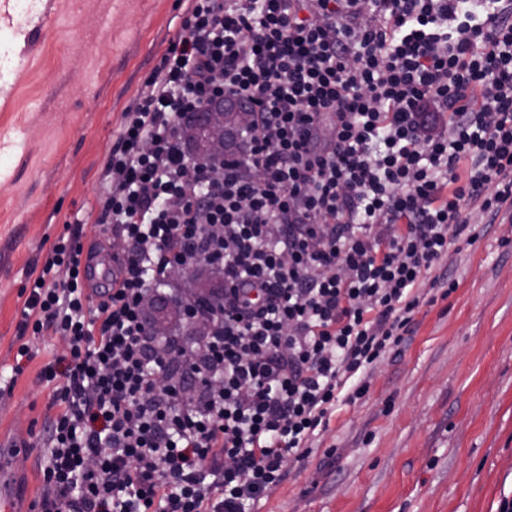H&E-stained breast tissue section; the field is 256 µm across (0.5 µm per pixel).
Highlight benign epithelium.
Segmentation results:
<instances>
[{
  "label": "benign epithelium",
  "mask_w": 512,
  "mask_h": 512,
  "mask_svg": "<svg viewBox=\"0 0 512 512\" xmlns=\"http://www.w3.org/2000/svg\"><path fill=\"white\" fill-rule=\"evenodd\" d=\"M251 118L250 107L242 102L228 101L211 110L208 124L189 134L197 163L205 167L212 159L222 156L228 148L229 132L249 126Z\"/></svg>",
  "instance_id": "1"
}]
</instances>
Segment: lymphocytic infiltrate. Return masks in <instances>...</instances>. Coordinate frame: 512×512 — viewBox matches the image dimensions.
I'll use <instances>...</instances> for the list:
<instances>
[{"mask_svg": "<svg viewBox=\"0 0 512 512\" xmlns=\"http://www.w3.org/2000/svg\"><path fill=\"white\" fill-rule=\"evenodd\" d=\"M188 2L100 174L111 287L92 290L76 229L21 310L18 357L65 346L38 373L39 512H247L366 395L420 283L454 291L440 268L472 215L512 209L501 0ZM228 98L252 122L200 173L184 128ZM203 264L224 271L208 331L154 335L146 304Z\"/></svg>", "mask_w": 512, "mask_h": 512, "instance_id": "lymphocytic-infiltrate-1", "label": "lymphocytic infiltrate"}]
</instances>
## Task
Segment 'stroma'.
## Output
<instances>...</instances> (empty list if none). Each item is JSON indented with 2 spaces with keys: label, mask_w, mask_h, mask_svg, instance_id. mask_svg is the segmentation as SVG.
<instances>
[{
  "label": "stroma",
  "mask_w": 512,
  "mask_h": 512,
  "mask_svg": "<svg viewBox=\"0 0 512 512\" xmlns=\"http://www.w3.org/2000/svg\"><path fill=\"white\" fill-rule=\"evenodd\" d=\"M182 0H0V446L30 499L55 340L20 344V291L66 225L99 243V174L122 114L175 39ZM444 261L456 288L421 307L368 393L341 406L255 512H500L512 500V211L474 218Z\"/></svg>",
  "instance_id": "35a3bbf8"
}]
</instances>
